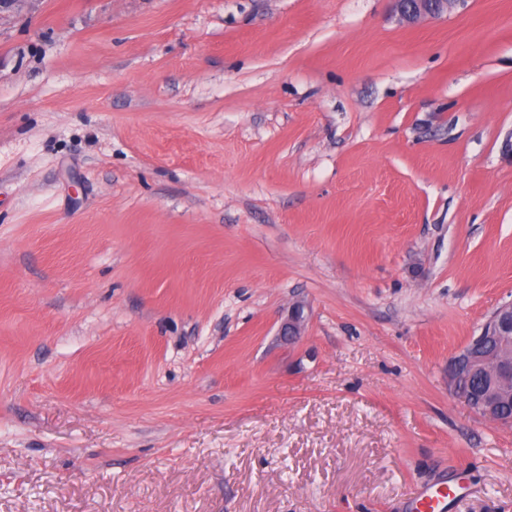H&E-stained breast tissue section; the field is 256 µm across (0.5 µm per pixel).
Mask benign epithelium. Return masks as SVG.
Here are the masks:
<instances>
[{"label":"benign epithelium","mask_w":512,"mask_h":512,"mask_svg":"<svg viewBox=\"0 0 512 512\" xmlns=\"http://www.w3.org/2000/svg\"><path fill=\"white\" fill-rule=\"evenodd\" d=\"M400 17L410 23L434 19L456 0H394ZM304 306H293L279 327V335L292 344L305 327ZM448 385L483 417L503 423V399L512 396V305L498 308L478 335L456 352L448 363Z\"/></svg>","instance_id":"benign-epithelium-1"}]
</instances>
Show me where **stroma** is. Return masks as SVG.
Here are the masks:
<instances>
[{
    "instance_id": "obj_1",
    "label": "stroma",
    "mask_w": 512,
    "mask_h": 512,
    "mask_svg": "<svg viewBox=\"0 0 512 512\" xmlns=\"http://www.w3.org/2000/svg\"><path fill=\"white\" fill-rule=\"evenodd\" d=\"M510 138L512 0L0 9V512H512ZM400 17L410 23L422 18L434 19L456 0H394ZM306 319L304 306L300 304L293 306L289 311L288 317L279 327V335L288 343H295L301 338ZM496 341L495 351L487 345ZM481 380L474 389L463 392L464 385ZM448 385L467 405L483 417L496 422H511L512 402L503 406V399L512 396V305L498 308L477 336L456 352L448 363ZM468 489L467 481L464 477L453 486L447 487H427L413 492L411 498L412 512H443L451 499L461 496Z\"/></svg>"
}]
</instances>
